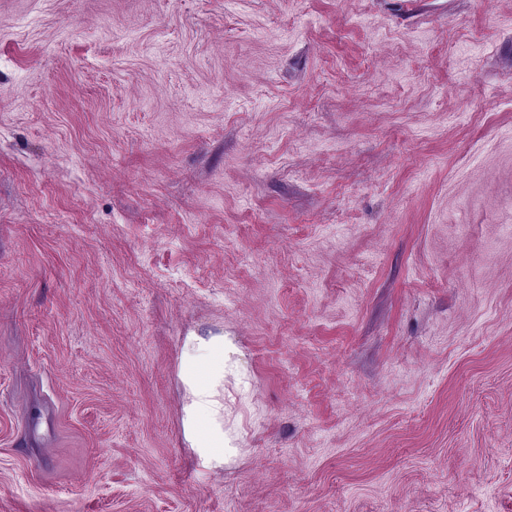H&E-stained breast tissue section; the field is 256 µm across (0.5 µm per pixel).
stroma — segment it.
Listing matches in <instances>:
<instances>
[{"label": "stroma", "mask_w": 512, "mask_h": 512, "mask_svg": "<svg viewBox=\"0 0 512 512\" xmlns=\"http://www.w3.org/2000/svg\"><path fill=\"white\" fill-rule=\"evenodd\" d=\"M0 512H512V0H0ZM224 335L189 336L182 350L180 377L190 402L183 427L191 448L214 468L224 467L232 448L224 431V377L229 373Z\"/></svg>", "instance_id": "1"}]
</instances>
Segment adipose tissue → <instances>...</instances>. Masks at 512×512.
Wrapping results in <instances>:
<instances>
[{
    "label": "adipose tissue",
    "mask_w": 512,
    "mask_h": 512,
    "mask_svg": "<svg viewBox=\"0 0 512 512\" xmlns=\"http://www.w3.org/2000/svg\"><path fill=\"white\" fill-rule=\"evenodd\" d=\"M223 335L191 336L183 345L180 377L190 401L184 408L187 440L201 458L215 468L228 459L224 430V378L229 371Z\"/></svg>",
    "instance_id": "adipose-tissue-1"
}]
</instances>
